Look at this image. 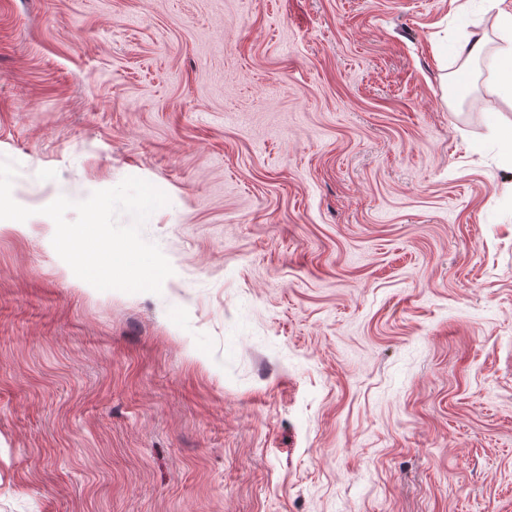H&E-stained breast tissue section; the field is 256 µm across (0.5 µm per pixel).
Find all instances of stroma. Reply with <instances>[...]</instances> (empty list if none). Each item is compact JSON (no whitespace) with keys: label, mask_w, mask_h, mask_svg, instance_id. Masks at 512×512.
Returning <instances> with one entry per match:
<instances>
[{"label":"stroma","mask_w":512,"mask_h":512,"mask_svg":"<svg viewBox=\"0 0 512 512\" xmlns=\"http://www.w3.org/2000/svg\"><path fill=\"white\" fill-rule=\"evenodd\" d=\"M483 0H0L27 208L125 178L161 293L0 228V512H512V105Z\"/></svg>","instance_id":"stroma-1"}]
</instances>
